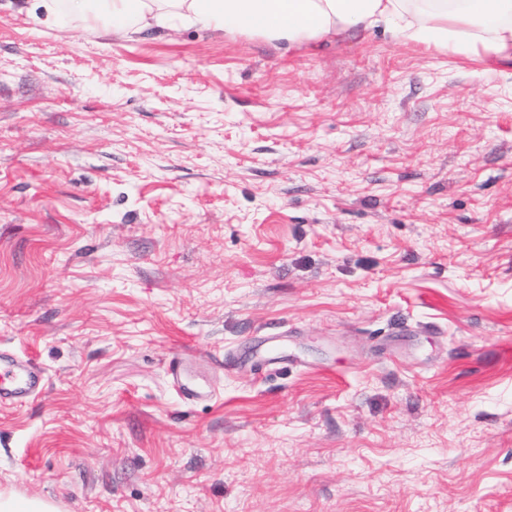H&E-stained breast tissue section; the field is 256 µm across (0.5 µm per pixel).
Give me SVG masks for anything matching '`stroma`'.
Returning <instances> with one entry per match:
<instances>
[{"label": "stroma", "instance_id": "stroma-1", "mask_svg": "<svg viewBox=\"0 0 512 512\" xmlns=\"http://www.w3.org/2000/svg\"><path fill=\"white\" fill-rule=\"evenodd\" d=\"M30 3L0 0V350L45 387L0 407V493L512 512V68Z\"/></svg>", "mask_w": 512, "mask_h": 512}]
</instances>
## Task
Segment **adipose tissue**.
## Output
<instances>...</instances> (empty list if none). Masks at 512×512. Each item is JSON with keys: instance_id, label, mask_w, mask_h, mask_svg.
<instances>
[{"instance_id": "ef3b65f1", "label": "adipose tissue", "mask_w": 512, "mask_h": 512, "mask_svg": "<svg viewBox=\"0 0 512 512\" xmlns=\"http://www.w3.org/2000/svg\"><path fill=\"white\" fill-rule=\"evenodd\" d=\"M45 15L63 8L89 19L106 14L116 33L167 28L171 20L256 32L303 45L385 25L395 40L468 55L484 50L512 67V0H33Z\"/></svg>"}]
</instances>
